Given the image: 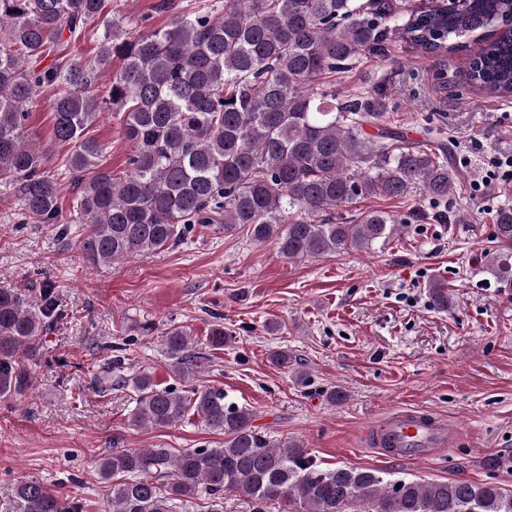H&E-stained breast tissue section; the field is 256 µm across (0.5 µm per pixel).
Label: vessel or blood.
Listing matches in <instances>:
<instances>
[{"instance_id": "1", "label": "vessel or blood", "mask_w": 512, "mask_h": 512, "mask_svg": "<svg viewBox=\"0 0 512 512\" xmlns=\"http://www.w3.org/2000/svg\"><path fill=\"white\" fill-rule=\"evenodd\" d=\"M363 435L374 444L390 446L393 455L401 459L427 457L451 441L444 422L415 409L396 411L384 423L364 430Z\"/></svg>"}]
</instances>
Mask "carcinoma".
Masks as SVG:
<instances>
[{"mask_svg": "<svg viewBox=\"0 0 512 512\" xmlns=\"http://www.w3.org/2000/svg\"><path fill=\"white\" fill-rule=\"evenodd\" d=\"M112 0H0V183L12 186L33 224H82L79 248L97 267L187 242L199 224L213 232L247 231L288 259L369 250L410 224H447L460 173L449 148L426 139L407 145L381 128L382 90L336 96V77L361 55L387 57L395 36L425 53H451L460 39L482 43L466 78L487 94L512 96V0H462L402 21L391 0H224L200 6L167 27L129 31L108 20ZM102 24L94 63L40 65L66 41ZM122 66L106 94L97 70ZM53 91V137L70 150L56 173L30 137L27 106ZM122 119L131 144L122 175L99 165L104 145L86 130L102 111ZM379 127L368 135L364 126ZM77 184L65 203L60 180ZM425 193L428 205L402 218L378 209L353 213L364 197ZM488 271L512 289V206L496 210ZM432 303L448 308V289L430 285ZM56 300L40 303L21 288H0V398L32 387L29 362L42 349ZM172 373L189 382L203 353L181 326L163 333ZM134 421L163 429L197 417L224 435L220 448L122 449L99 462L112 481L105 512H173L202 497H248L255 512L284 501L294 512H512V490L466 480L421 483L389 472L321 466L298 444L274 446L250 410L224 389L161 387L147 373L132 379ZM20 512H76L36 480L16 485Z\"/></svg>", "mask_w": 512, "mask_h": 512, "instance_id": "carcinoma-1", "label": "carcinoma"}]
</instances>
